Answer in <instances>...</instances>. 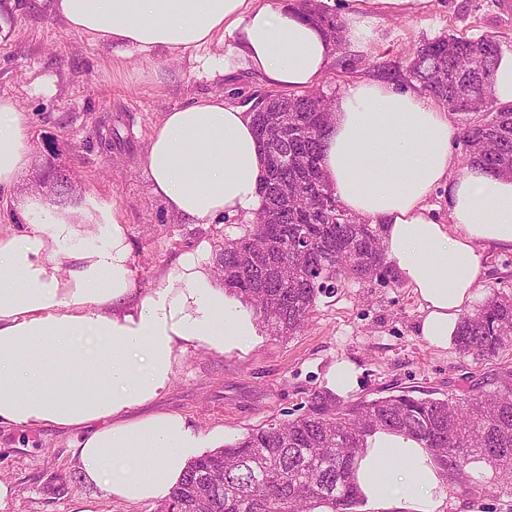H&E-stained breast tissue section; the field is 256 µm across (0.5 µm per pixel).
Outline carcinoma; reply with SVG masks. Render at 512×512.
<instances>
[{
	"instance_id": "carcinoma-1",
	"label": "carcinoma",
	"mask_w": 512,
	"mask_h": 512,
	"mask_svg": "<svg viewBox=\"0 0 512 512\" xmlns=\"http://www.w3.org/2000/svg\"><path fill=\"white\" fill-rule=\"evenodd\" d=\"M300 11L335 45L342 26L318 0ZM500 43L492 37L445 35L420 47L404 65L407 82L451 112L465 115L467 163L512 176V105L494 96L468 108L474 88L491 89ZM275 112L252 118L268 176L288 190L275 221L224 242L217 271L225 291L240 298L275 336L301 331L320 294L342 281L394 278L386 265L382 225L347 213L326 184L321 143L333 103L315 92L269 93ZM276 132L277 154L266 147ZM459 354L490 359L512 346V296L494 295L459 321ZM379 430L410 436L426 448L441 475L472 487L470 466L481 462L512 486V370L496 374L494 389L464 398L415 396L408 390L345 402L312 394L300 413L251 431L190 461L164 508L171 512H356L363 502L354 465Z\"/></svg>"
}]
</instances>
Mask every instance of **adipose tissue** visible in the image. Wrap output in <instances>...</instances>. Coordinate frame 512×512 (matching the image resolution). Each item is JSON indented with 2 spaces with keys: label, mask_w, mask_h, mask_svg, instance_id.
<instances>
[{
  "label": "adipose tissue",
  "mask_w": 512,
  "mask_h": 512,
  "mask_svg": "<svg viewBox=\"0 0 512 512\" xmlns=\"http://www.w3.org/2000/svg\"><path fill=\"white\" fill-rule=\"evenodd\" d=\"M428 2L345 0L352 42L369 44L375 21ZM49 14L121 59L163 61L233 35L241 65L276 87L315 85L334 54L290 0H50ZM30 123L0 97V193L30 163ZM458 134L428 96L365 77L337 101L321 153L344 208L383 225L385 261L420 303V336L439 349L475 296L485 248H512V178L460 165ZM142 163L183 223L250 218L263 206L252 119L222 95L164 113ZM440 189L444 220L428 203ZM30 206L34 224L0 237V424L79 430L74 456L87 481L129 504L168 498L201 439L180 415L135 411L169 389L189 349L250 347L254 320L193 254L168 269L162 288L137 294L126 228L109 208L61 211L46 193ZM84 224L102 226L104 243L78 245ZM355 477L371 512H445L449 485L412 438L377 432Z\"/></svg>",
  "instance_id": "1"
}]
</instances>
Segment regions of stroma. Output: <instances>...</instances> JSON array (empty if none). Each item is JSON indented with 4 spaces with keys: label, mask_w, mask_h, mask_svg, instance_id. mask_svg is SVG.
<instances>
[{
    "label": "stroma",
    "mask_w": 512,
    "mask_h": 512,
    "mask_svg": "<svg viewBox=\"0 0 512 512\" xmlns=\"http://www.w3.org/2000/svg\"><path fill=\"white\" fill-rule=\"evenodd\" d=\"M0 21L7 27L0 33V96L33 116L31 163L0 205V235L28 229V190L52 167L68 178L66 194L54 198L59 209L90 203L115 208L128 228L135 286L144 292L160 287V272L180 255L218 254L226 240L250 228V220L239 216L220 224L181 223L153 193L141 160L163 112L211 93L240 105L267 90L260 76L238 63L222 72L201 67L200 58L228 54L235 39L199 49L195 60L156 65L136 54L114 58L52 20L45 0H0ZM449 33L491 35L512 51V0H430L412 15L380 19L366 49L343 42L317 87L336 98L364 76L403 84L398 64ZM496 291L512 293V249H487L474 300ZM419 318V304L402 282H347L318 297L299 334L273 337L262 327L244 351H188L168 392L140 412L182 415L205 438L222 429L229 444L306 404L339 361L358 371L353 401L395 390L460 395L512 367L510 349L476 360L453 347H431L418 334ZM74 443V432L54 426L0 425V479L13 489L0 512H161V501L128 505L86 482L72 456ZM473 474L476 490L451 489L446 512H512V490L481 492L493 474L485 468Z\"/></svg>",
    "instance_id": "obj_1"
}]
</instances>
